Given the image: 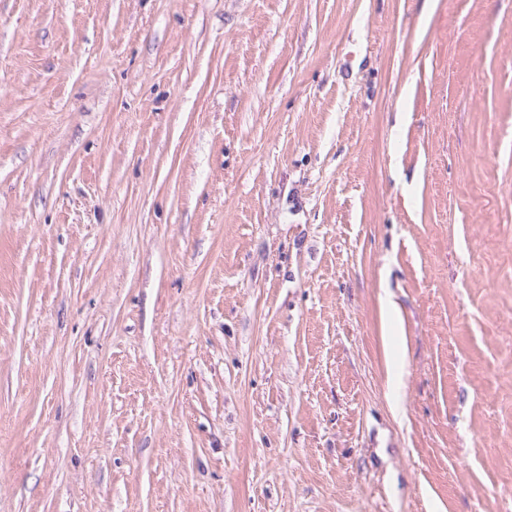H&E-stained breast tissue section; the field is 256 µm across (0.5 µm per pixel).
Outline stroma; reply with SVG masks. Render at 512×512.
Segmentation results:
<instances>
[{"label": "stroma", "mask_w": 512, "mask_h": 512, "mask_svg": "<svg viewBox=\"0 0 512 512\" xmlns=\"http://www.w3.org/2000/svg\"><path fill=\"white\" fill-rule=\"evenodd\" d=\"M510 491L512 0H0V512Z\"/></svg>", "instance_id": "stroma-1"}]
</instances>
